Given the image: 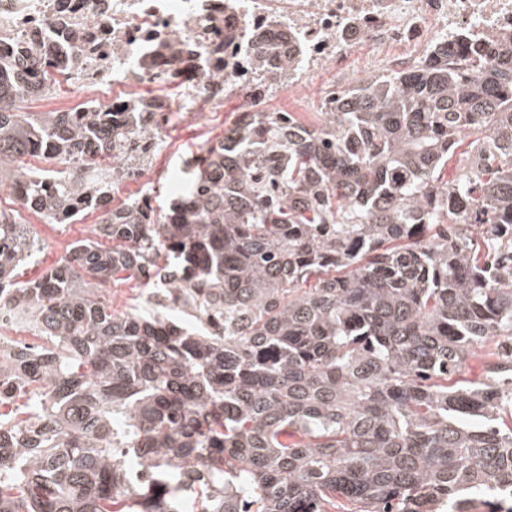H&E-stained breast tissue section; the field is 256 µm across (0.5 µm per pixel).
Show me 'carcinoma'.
<instances>
[{
	"mask_svg": "<svg viewBox=\"0 0 512 512\" xmlns=\"http://www.w3.org/2000/svg\"><path fill=\"white\" fill-rule=\"evenodd\" d=\"M253 102L288 85V32L254 33ZM439 48L336 92L317 125L242 112L181 159L168 205L110 210L41 278L0 211V512H499L512 493V35ZM74 69L0 55V181L72 224L108 200L131 131L22 112ZM148 113L136 157H154ZM39 156L40 171L12 167ZM455 176L445 178L449 162ZM77 170L88 172L80 181ZM184 288L188 321L152 297ZM143 303L115 310L111 283ZM502 347L480 379L473 349ZM24 408L7 412L20 393Z\"/></svg>",
	"mask_w": 512,
	"mask_h": 512,
	"instance_id": "cac0c4a2",
	"label": "carcinoma"
}]
</instances>
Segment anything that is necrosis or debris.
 <instances>
[{"label": "necrosis or debris", "instance_id": "4bbe7bcc", "mask_svg": "<svg viewBox=\"0 0 512 512\" xmlns=\"http://www.w3.org/2000/svg\"><path fill=\"white\" fill-rule=\"evenodd\" d=\"M279 11L262 0H0V52L22 39L49 52L58 48L48 24L65 15L81 37L71 44L78 65L73 91L91 95L103 111H120L116 86L150 87L157 94L151 110L163 119L210 111L212 73L238 83L256 46L254 32H276V19L288 22L292 50L306 74L344 60L349 47L370 54L387 47L406 50L417 62L432 49L448 46L460 54L473 47L493 63V40L512 33V0H276ZM235 41L223 45L221 32ZM186 88L178 97L163 90L170 75Z\"/></svg>", "mask_w": 512, "mask_h": 512}]
</instances>
